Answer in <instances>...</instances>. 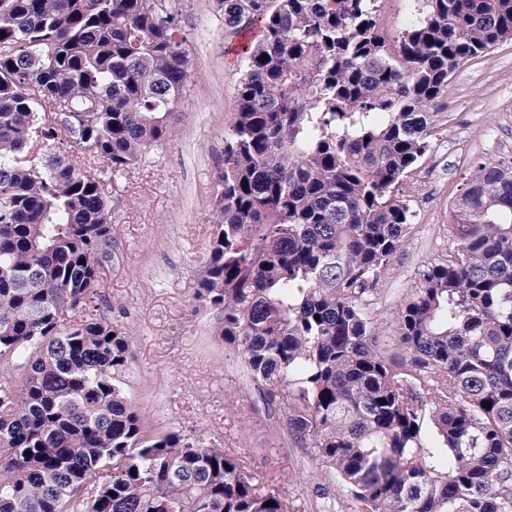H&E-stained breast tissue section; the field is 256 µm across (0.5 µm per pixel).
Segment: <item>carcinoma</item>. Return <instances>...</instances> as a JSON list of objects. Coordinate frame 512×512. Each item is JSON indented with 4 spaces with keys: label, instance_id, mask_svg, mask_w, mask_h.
Listing matches in <instances>:
<instances>
[{
    "label": "carcinoma",
    "instance_id": "1",
    "mask_svg": "<svg viewBox=\"0 0 512 512\" xmlns=\"http://www.w3.org/2000/svg\"><path fill=\"white\" fill-rule=\"evenodd\" d=\"M152 2L0 0V512L305 510L239 456L152 429L125 392L133 336L99 313L102 176L172 135L190 79L178 12ZM377 2L220 0L225 27L258 20L263 38L197 299L332 474L316 512H512L511 160L464 177L448 255L400 305L391 356L375 314L434 105L512 39V0H417L395 40Z\"/></svg>",
    "mask_w": 512,
    "mask_h": 512
}]
</instances>
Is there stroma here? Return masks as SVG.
<instances>
[{
    "instance_id": "1",
    "label": "stroma",
    "mask_w": 512,
    "mask_h": 512,
    "mask_svg": "<svg viewBox=\"0 0 512 512\" xmlns=\"http://www.w3.org/2000/svg\"><path fill=\"white\" fill-rule=\"evenodd\" d=\"M173 5L188 38L189 86L174 111L173 135L139 167L109 179L116 249L102 275L100 308L134 334L126 390L149 425L241 453L270 487L311 503L318 488L331 486L328 472L312 449L289 443L241 359L215 336L216 312L196 297L246 68L241 38L225 29L218 0ZM438 110L431 149L403 187L413 230L381 288L379 344L387 351L414 279L448 246L462 175L477 157L512 160V40L461 67Z\"/></svg>"
}]
</instances>
